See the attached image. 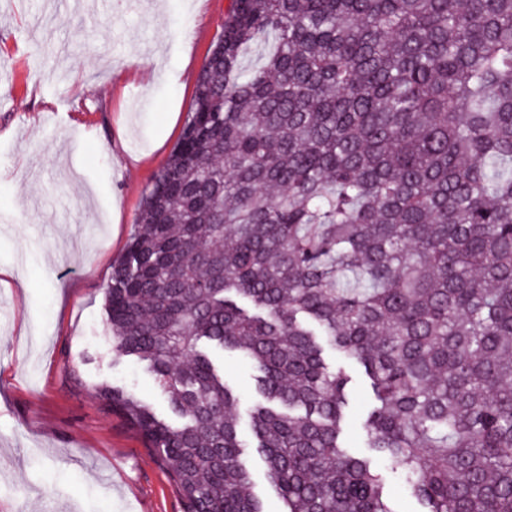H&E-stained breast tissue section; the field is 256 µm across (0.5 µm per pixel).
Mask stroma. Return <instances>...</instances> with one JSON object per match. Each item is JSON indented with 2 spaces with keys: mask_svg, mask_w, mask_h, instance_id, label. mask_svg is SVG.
<instances>
[{
  "mask_svg": "<svg viewBox=\"0 0 512 512\" xmlns=\"http://www.w3.org/2000/svg\"><path fill=\"white\" fill-rule=\"evenodd\" d=\"M231 3L0 0V512L182 510L94 392L168 410L144 365L113 353L105 297ZM325 359L350 378L343 440L367 455L369 379Z\"/></svg>",
  "mask_w": 512,
  "mask_h": 512,
  "instance_id": "35a3bbf8",
  "label": "stroma"
}]
</instances>
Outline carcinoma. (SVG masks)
Returning <instances> with one entry per match:
<instances>
[{
	"label": "carcinoma",
	"instance_id": "1",
	"mask_svg": "<svg viewBox=\"0 0 512 512\" xmlns=\"http://www.w3.org/2000/svg\"><path fill=\"white\" fill-rule=\"evenodd\" d=\"M273 50L246 70V48ZM192 117L112 270V349L174 415L95 396L170 472L182 512H512V0H233ZM256 371L240 394L218 352ZM326 362L334 369L340 368L350 378L352 411L346 421L343 440L349 451L357 456L369 455L365 448L364 423L370 407L369 379L364 368L353 360L343 358L330 348L325 350ZM223 362L225 382L238 390L242 396L239 407L242 438L251 442L252 436L247 426V413L252 405L253 375L255 372L236 353L224 352ZM252 472L254 490L264 499L267 510L270 512L283 510V504L271 488L265 474L264 466L258 459L252 461ZM374 468L381 474L385 484L386 495L394 512H419L421 507L417 500L407 491L399 475L392 471L390 463L374 459Z\"/></svg>",
	"mask_w": 512,
	"mask_h": 512
}]
</instances>
